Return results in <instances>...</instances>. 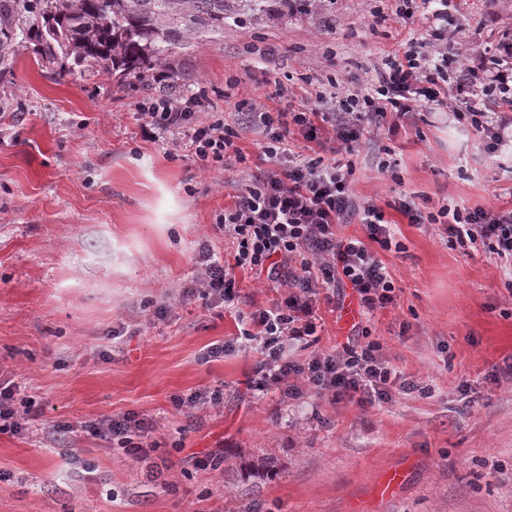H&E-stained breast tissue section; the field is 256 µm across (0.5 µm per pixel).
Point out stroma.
I'll return each instance as SVG.
<instances>
[{
	"mask_svg": "<svg viewBox=\"0 0 512 512\" xmlns=\"http://www.w3.org/2000/svg\"><path fill=\"white\" fill-rule=\"evenodd\" d=\"M375 6L333 0L316 18L232 26L189 56L201 120L223 115L247 156L208 171L180 135L142 137L145 91L19 55L14 108L0 114V381L20 385L40 417L25 434H0V512H512V288L483 248L392 207L404 194L426 213L512 204L483 176L493 155L445 113H408L353 157L354 195L384 207L405 245L382 256L396 306L357 321L319 307L318 348L366 329L414 389L366 408L309 391L253 394L258 353L202 358L239 329L187 290L201 245L233 251L216 217L260 152L240 102L281 109L307 80L343 86L373 70L405 35L396 19H374ZM269 44L279 51L261 62L254 51ZM461 48L472 65L511 68L512 0L449 8L448 52ZM389 157L396 168L382 170ZM215 386L223 406L172 402ZM132 412L156 425L149 457L84 429ZM228 449L230 467L271 457L280 471L241 480L201 466Z\"/></svg>",
	"mask_w": 512,
	"mask_h": 512,
	"instance_id": "35a3bbf8",
	"label": "stroma"
}]
</instances>
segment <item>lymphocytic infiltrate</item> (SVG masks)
Segmentation results:
<instances>
[{
    "label": "lymphocytic infiltrate",
    "mask_w": 512,
    "mask_h": 512,
    "mask_svg": "<svg viewBox=\"0 0 512 512\" xmlns=\"http://www.w3.org/2000/svg\"><path fill=\"white\" fill-rule=\"evenodd\" d=\"M401 22L419 20L424 38H408L372 74L351 79L344 90L335 82L317 86L314 99L286 111H272L259 98L243 100L261 136V174L243 184L216 218L233 239L232 262L202 246L197 290L206 303L236 307V271L266 277L281 294L270 306L252 311L235 345L259 350L261 358L247 381L249 390L295 394L298 385L332 403L362 407L390 401L400 375L379 342H347L304 359L288 356L292 345H308L317 332L320 304L350 291L359 313L368 317L395 305L396 287L382 253L400 248L392 223L376 202L352 192V155L365 134L387 115L405 116L419 108L448 113L457 127L473 134L499 162L492 181L512 175V72L494 74L467 67L463 81L448 74V0H383ZM202 97L156 99L139 104L142 135L155 139L183 135L203 168L244 163L234 133L223 118L199 121ZM336 144L333 157L319 155L323 141ZM357 221L358 236L345 237L338 225ZM459 245L481 243L503 272L512 275V208L480 205L440 209L434 218ZM37 418L30 400L13 387L0 388V433L18 435ZM102 439L137 456L154 447L152 420L136 414L93 422Z\"/></svg>",
    "instance_id": "obj_1"
}]
</instances>
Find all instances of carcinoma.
<instances>
[{"mask_svg": "<svg viewBox=\"0 0 512 512\" xmlns=\"http://www.w3.org/2000/svg\"><path fill=\"white\" fill-rule=\"evenodd\" d=\"M325 0H0V112L12 111L9 88L17 57L33 56L47 69L63 67L120 86L158 87L168 98L198 84L186 56L224 40V26L244 18L275 20L290 12L312 15ZM278 471L267 457L236 476Z\"/></svg>", "mask_w": 512, "mask_h": 512, "instance_id": "carcinoma-1", "label": "carcinoma"}]
</instances>
